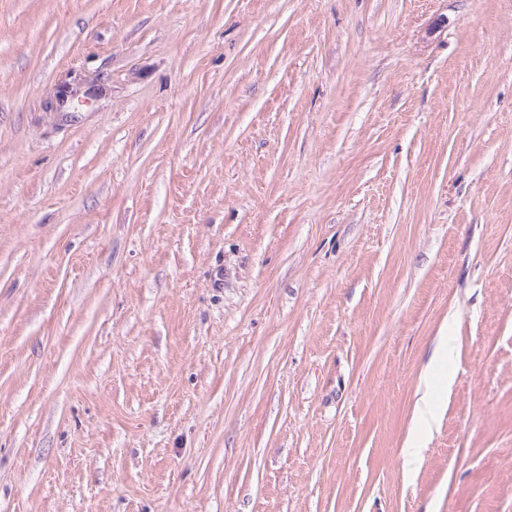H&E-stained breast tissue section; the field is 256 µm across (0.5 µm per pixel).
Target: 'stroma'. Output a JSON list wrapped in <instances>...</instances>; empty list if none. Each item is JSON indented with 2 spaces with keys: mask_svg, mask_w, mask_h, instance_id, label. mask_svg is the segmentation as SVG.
Wrapping results in <instances>:
<instances>
[{
  "mask_svg": "<svg viewBox=\"0 0 512 512\" xmlns=\"http://www.w3.org/2000/svg\"><path fill=\"white\" fill-rule=\"evenodd\" d=\"M0 512H512V0H0ZM97 84L82 82H61L57 84L45 102L48 112H78L96 96ZM448 363V342L437 347L429 360V373L425 379V390L416 403L414 419L418 423L410 437V448H419L422 434L429 430L431 421L437 413V404L434 400L429 377L436 368L444 367Z\"/></svg>",
  "mask_w": 512,
  "mask_h": 512,
  "instance_id": "35a3bbf8",
  "label": "stroma"
}]
</instances>
